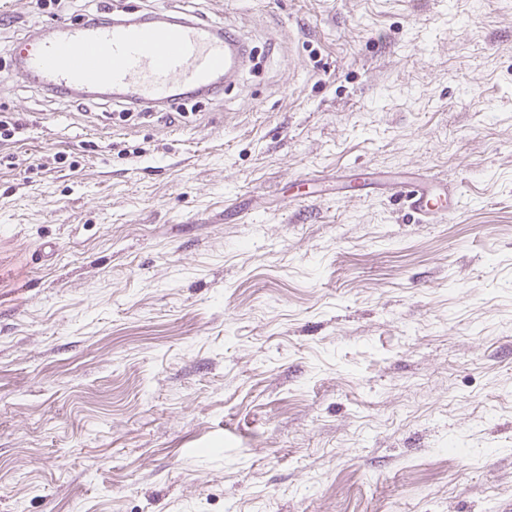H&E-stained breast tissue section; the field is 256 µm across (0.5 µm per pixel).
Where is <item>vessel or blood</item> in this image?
<instances>
[{
  "label": "vessel or blood",
  "instance_id": "vessel-or-blood-1",
  "mask_svg": "<svg viewBox=\"0 0 512 512\" xmlns=\"http://www.w3.org/2000/svg\"><path fill=\"white\" fill-rule=\"evenodd\" d=\"M244 38L230 25L175 19L165 10L107 23L55 20L15 49L31 80L73 95L107 87L152 110L179 93L205 92L216 76L231 80L245 66ZM396 195L421 220L448 213V190L435 179L402 180Z\"/></svg>",
  "mask_w": 512,
  "mask_h": 512
}]
</instances>
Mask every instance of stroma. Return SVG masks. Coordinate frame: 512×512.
<instances>
[{
  "label": "stroma",
  "mask_w": 512,
  "mask_h": 512,
  "mask_svg": "<svg viewBox=\"0 0 512 512\" xmlns=\"http://www.w3.org/2000/svg\"><path fill=\"white\" fill-rule=\"evenodd\" d=\"M192 3L252 62L124 119L0 0V512H512V0ZM395 194L423 221L448 214V184L429 178L402 180L393 184Z\"/></svg>",
  "instance_id": "35a3bbf8"
}]
</instances>
